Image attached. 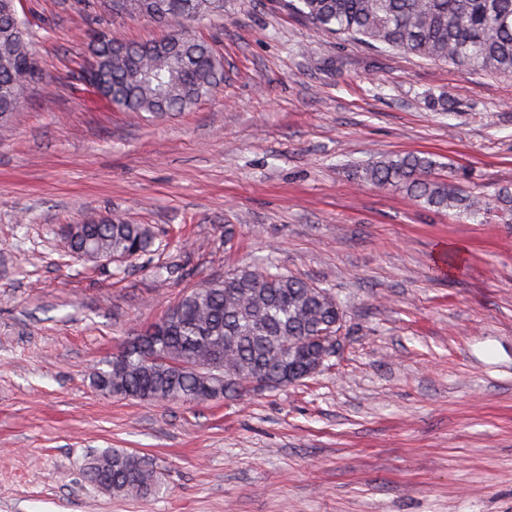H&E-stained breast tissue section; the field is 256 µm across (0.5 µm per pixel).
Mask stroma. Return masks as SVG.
<instances>
[{"label":"stroma","mask_w":512,"mask_h":512,"mask_svg":"<svg viewBox=\"0 0 512 512\" xmlns=\"http://www.w3.org/2000/svg\"><path fill=\"white\" fill-rule=\"evenodd\" d=\"M16 6L49 85L0 126V512H512V223L350 171L416 153L468 191L511 186L512 79L316 34L280 0H224L194 28L223 84L143 120L77 81L90 24L74 0ZM104 23L119 42L167 33ZM95 215L149 225L151 252L70 258L63 229ZM266 257L342 302L329 367L202 403L92 386L190 289ZM104 448L151 458L162 493L92 490L83 465Z\"/></svg>","instance_id":"obj_1"}]
</instances>
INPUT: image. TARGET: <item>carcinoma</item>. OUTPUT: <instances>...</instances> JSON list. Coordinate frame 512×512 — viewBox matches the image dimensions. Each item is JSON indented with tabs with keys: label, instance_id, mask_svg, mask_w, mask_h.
<instances>
[{
	"label": "carcinoma",
	"instance_id": "obj_1",
	"mask_svg": "<svg viewBox=\"0 0 512 512\" xmlns=\"http://www.w3.org/2000/svg\"><path fill=\"white\" fill-rule=\"evenodd\" d=\"M286 6L322 34L512 77V0H288ZM75 8L87 17L105 10L171 27L160 41L131 44L112 39L103 23L92 30V58L76 79L84 82L96 68L103 93L124 112H184L224 80L220 56L189 30L224 14V0H75ZM46 86L28 19L19 16L15 0H0V123L31 90ZM356 176L403 188L435 211L452 209L473 220L494 213L512 222V187L490 197L466 192L464 177L436 176L435 163L425 156H387ZM70 228L67 248L74 258L86 246L131 261L152 245L146 225L109 216ZM344 322L331 289L289 274L267 257L182 296L144 337H133L103 360L92 384L108 396L165 405L239 397L252 392L256 381L267 389L288 387L332 360L323 339L343 331ZM83 470L88 484L114 496L138 499L163 488L155 464L123 448L93 453Z\"/></svg>",
	"mask_w": 512,
	"mask_h": 512
}]
</instances>
